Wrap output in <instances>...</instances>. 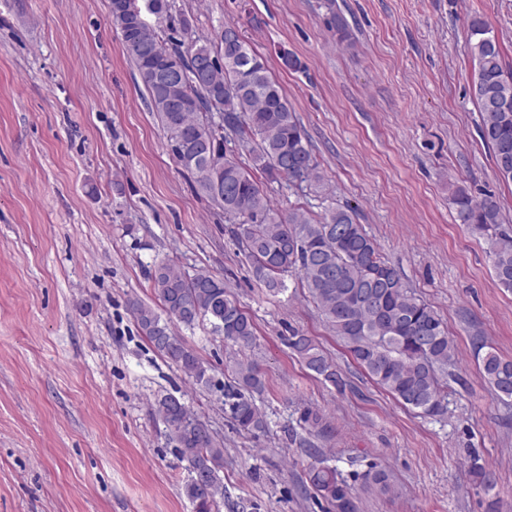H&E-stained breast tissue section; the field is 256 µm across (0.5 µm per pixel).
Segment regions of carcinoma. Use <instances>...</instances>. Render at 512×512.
<instances>
[{"mask_svg":"<svg viewBox=\"0 0 512 512\" xmlns=\"http://www.w3.org/2000/svg\"><path fill=\"white\" fill-rule=\"evenodd\" d=\"M152 14L166 15L170 0H134ZM124 0H110V26L119 34L149 95V104L179 152L175 159L197 176L199 190L237 225L235 235L250 262L252 280L273 296L288 289L295 276L340 337L354 360L402 405L426 416L443 412L440 375L455 363L448 327L434 308L415 297L398 271L380 254L377 243L359 223L354 208L327 206L312 217L297 208L283 214L271 204L255 176L282 178L296 185L321 180L296 112L280 85L268 75L263 59L245 38L228 40L224 26L218 45L197 38L186 17L182 38L162 36L132 22ZM468 41L477 64L471 93L479 112L482 141L492 150L501 179L512 181V68L487 24L469 22ZM248 161H242V152ZM457 220L488 243L497 285L512 291V237L499 231L500 206L491 195L478 199L465 188L452 194ZM152 288L166 316L135 299L130 310L153 347L199 386H214L211 367L187 346L174 325L192 329L207 321L231 346L245 347L255 338L253 321L240 308L224 279L206 271L178 269L170 259L154 261ZM288 348L305 367L337 389L344 380L336 363L300 331L287 338ZM480 377L497 398L512 399V359L494 347L475 350ZM235 381L224 385V410L248 433L268 428L254 395L265 384L258 367L237 359ZM182 460L187 462L185 494L195 512H213L221 488L224 449L190 407L174 396L157 400ZM475 486L488 490L491 473L471 468ZM309 483L334 512H356L353 488L336 468L314 467ZM363 484L389 490L385 470L372 464Z\"/></svg>","mask_w":512,"mask_h":512,"instance_id":"carcinoma-1","label":"carcinoma"}]
</instances>
